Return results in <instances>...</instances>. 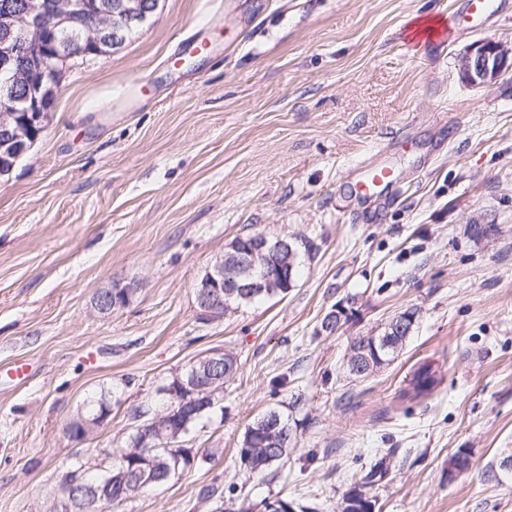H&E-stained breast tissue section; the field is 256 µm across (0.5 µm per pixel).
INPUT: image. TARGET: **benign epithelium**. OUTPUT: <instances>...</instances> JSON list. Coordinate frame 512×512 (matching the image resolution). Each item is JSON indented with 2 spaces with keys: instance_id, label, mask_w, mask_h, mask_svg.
Masks as SVG:
<instances>
[{
  "instance_id": "1",
  "label": "benign epithelium",
  "mask_w": 512,
  "mask_h": 512,
  "mask_svg": "<svg viewBox=\"0 0 512 512\" xmlns=\"http://www.w3.org/2000/svg\"><path fill=\"white\" fill-rule=\"evenodd\" d=\"M159 2H154L152 10H147L142 0H60L49 18H44L45 10L27 4L28 34H21L17 28L19 13L12 8L0 9V73H11L13 78L0 85L3 96L0 102L15 104L12 83L20 80L26 86L23 98L25 113L23 119L10 126L0 124V178L10 174L16 161L29 149V144L38 135V128L54 103L55 89L59 85V69L68 61L85 60L91 56H102L112 52L125 42L124 32L147 23L157 10ZM109 17L116 26H103L96 30L92 46L74 37L68 48L62 50L58 43L45 47L47 27L67 31L75 24L93 17ZM461 77L474 86H484L495 81L502 73L512 69V46L506 43L485 40L463 51L459 59ZM287 252L294 255V242L288 238L274 241L260 235L245 244H233L230 252L216 259L205 269V273L195 286L196 302L204 315L211 316L224 310L227 301L237 296L250 297L277 282L292 285L291 265L274 266L268 263L273 252ZM133 286L114 282L112 286L99 292L95 308L101 313H110L121 308L127 301ZM223 352L213 351L206 358L192 362L188 367V378L177 377L179 386L171 385L164 389L171 403L156 414V417L169 419L178 396H183L181 404L197 406L214 399L217 380L212 378L215 369L224 363ZM142 451L138 456L141 471L153 467L160 448L153 437L149 423L140 426Z\"/></svg>"
}]
</instances>
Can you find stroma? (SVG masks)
<instances>
[{
  "mask_svg": "<svg viewBox=\"0 0 512 512\" xmlns=\"http://www.w3.org/2000/svg\"><path fill=\"white\" fill-rule=\"evenodd\" d=\"M462 2L160 0L119 49L66 71L0 179V369L32 366L0 381V512H54L68 465L105 473L135 409L161 410L216 350L238 369L181 439L193 464L115 512H213L212 484L226 512L266 497L338 512L382 456L375 512H512V471L491 467L512 448V70L478 87L457 69L474 42L512 43V0L453 39L410 36L463 22ZM376 154L395 182L366 205L353 170ZM254 233L294 241L292 288L202 319L198 277ZM115 281L138 290L99 313ZM407 310L399 356L350 375L351 344ZM425 362L437 386L404 397ZM100 398L106 422L71 440ZM271 411L292 444L255 475L239 451Z\"/></svg>",
  "mask_w": 512,
  "mask_h": 512,
  "instance_id": "1",
  "label": "stroma"
}]
</instances>
